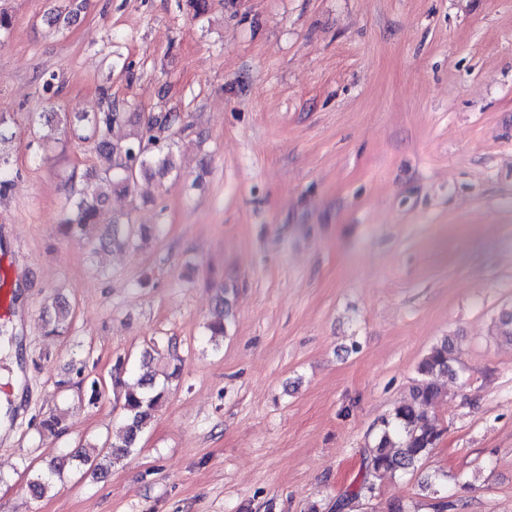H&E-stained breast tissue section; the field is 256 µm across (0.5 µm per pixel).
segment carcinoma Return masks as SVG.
<instances>
[{
  "label": "carcinoma",
  "mask_w": 512,
  "mask_h": 512,
  "mask_svg": "<svg viewBox=\"0 0 512 512\" xmlns=\"http://www.w3.org/2000/svg\"><path fill=\"white\" fill-rule=\"evenodd\" d=\"M124 116L125 113L116 111L109 99L103 111L77 118L79 125L71 129V134L82 141L95 143L96 157L100 165L95 167L91 178L101 179L113 191L130 194L142 176L157 170L171 172L176 169L170 137L161 139L154 134V129H168L180 122V116L168 113L161 122L151 119L146 123L137 116V131L124 141L114 142L110 138L112 125ZM7 122V115L0 113V194L8 189L13 174L10 157L5 150V144L9 142L6 134ZM146 141L155 146V152H146L143 146ZM92 224H108L115 228L122 225V222L104 211L101 196L90 198L82 190L70 202L63 226L69 234L82 235ZM70 316L71 311L65 300H57L54 317L48 321L49 334L65 333L69 327ZM453 352L452 340L445 337L422 358L417 367L420 379L411 387L409 398L397 406L391 416L382 419L378 433L367 449L365 469L368 479L358 489L349 492L348 501L356 502L373 492L375 478L398 472L406 473L417 468L437 447L441 431L430 422L425 407L436 403L442 396V390L428 381V378L434 375H447L452 378L456 375ZM123 367L124 359H117L114 366L115 383L123 388L126 418L120 441L106 443V451L94 457L79 449L58 457L50 468V473L38 474L29 482V488L34 494H45L52 486V477L61 476L67 469L88 464L102 469L123 460L136 447L140 436L150 424L155 406L165 396V387L156 384L151 376L133 383L123 382L120 379ZM75 374L79 377L77 385L82 392V399L89 406L96 405L101 394L98 381L84 377L81 368L76 369ZM439 481L440 477H435L424 485V489L438 497V501L433 504L434 512H452L458 508V503L438 496L435 486Z\"/></svg>",
  "instance_id": "cac0c4a2"
}]
</instances>
